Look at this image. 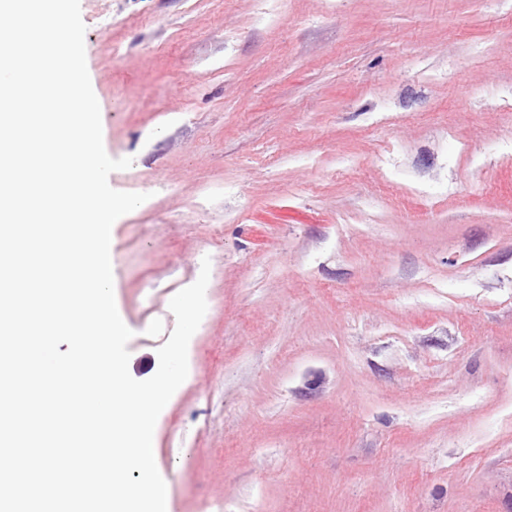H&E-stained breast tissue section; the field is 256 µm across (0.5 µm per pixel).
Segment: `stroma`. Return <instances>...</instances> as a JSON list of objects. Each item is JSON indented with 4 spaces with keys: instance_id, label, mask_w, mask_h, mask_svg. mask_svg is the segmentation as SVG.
Segmentation results:
<instances>
[{
    "instance_id": "35a3bbf8",
    "label": "stroma",
    "mask_w": 512,
    "mask_h": 512,
    "mask_svg": "<svg viewBox=\"0 0 512 512\" xmlns=\"http://www.w3.org/2000/svg\"><path fill=\"white\" fill-rule=\"evenodd\" d=\"M80 8L170 512H512V0Z\"/></svg>"
}]
</instances>
